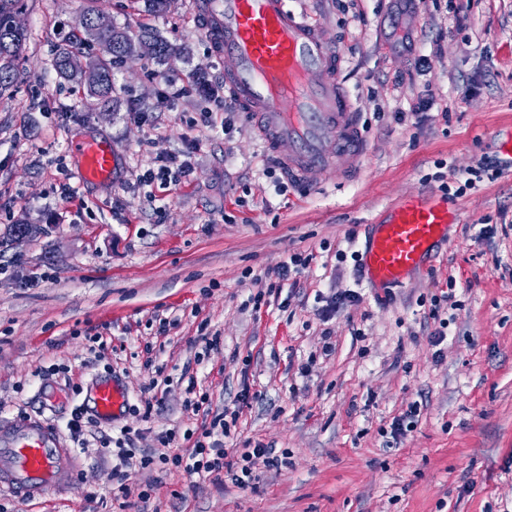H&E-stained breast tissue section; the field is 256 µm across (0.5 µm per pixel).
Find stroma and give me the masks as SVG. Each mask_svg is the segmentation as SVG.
I'll return each instance as SVG.
<instances>
[{"instance_id":"obj_1","label":"stroma","mask_w":512,"mask_h":512,"mask_svg":"<svg viewBox=\"0 0 512 512\" xmlns=\"http://www.w3.org/2000/svg\"><path fill=\"white\" fill-rule=\"evenodd\" d=\"M200 2L153 15L96 0L117 26L151 28L174 49L165 62L137 53L115 65L99 112L53 66L85 0H28L27 60L0 98V238L37 230L0 250V421L64 428L74 408L92 411L104 380L127 403L74 448L63 489L2 493L0 512H512V0H287L343 55L369 150L357 178L332 166L283 193L280 163L245 113L228 135L203 93L155 108L168 81L224 83ZM88 137L115 152L111 183L79 180L71 144ZM190 137L203 147L189 181L140 183ZM483 157L499 174L448 200L447 241L401 286H371L353 257L374 224L406 199L442 198L435 173L451 183ZM294 252L310 265L268 291ZM348 289L359 301L321 316ZM449 290L460 308L436 345L429 302ZM96 336L107 346L93 354ZM211 336L220 347L207 348ZM244 389L229 458L261 444L287 452V466H258L248 489L170 464L133 470L125 504L113 500L121 427L140 430L147 451L174 433L168 451L180 453L185 432L201 435ZM192 397L203 412L185 410ZM415 402L417 424L390 444L393 418Z\"/></svg>"}]
</instances>
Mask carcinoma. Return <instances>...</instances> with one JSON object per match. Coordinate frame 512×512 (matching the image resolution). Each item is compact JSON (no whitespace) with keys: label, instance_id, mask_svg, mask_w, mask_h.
I'll return each mask as SVG.
<instances>
[{"label":"carcinoma","instance_id":"1","mask_svg":"<svg viewBox=\"0 0 512 512\" xmlns=\"http://www.w3.org/2000/svg\"><path fill=\"white\" fill-rule=\"evenodd\" d=\"M26 8L27 0H0V95L11 90L17 80V64L23 52L26 31L13 28L12 17ZM86 14L91 19V26L85 31L86 38L101 46L100 56L93 61L98 71V82L88 86V96L95 100V106L106 107L112 101L114 91L112 70L122 60L124 51L142 41H150L154 45L155 58L163 62L173 49L147 28L133 30L115 25L110 18L98 12L94 0H88ZM84 39L72 34L59 48L54 67L61 77L78 78L79 72L70 67V58L80 53Z\"/></svg>","mask_w":512,"mask_h":512}]
</instances>
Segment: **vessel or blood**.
<instances>
[{
  "label": "vessel or blood",
  "instance_id": "b4317fda",
  "mask_svg": "<svg viewBox=\"0 0 512 512\" xmlns=\"http://www.w3.org/2000/svg\"><path fill=\"white\" fill-rule=\"evenodd\" d=\"M211 36L218 54L230 58L224 83L254 123L268 150L287 140L294 150L281 163L290 180L314 182L327 167L356 170L366 142L350 90L340 77L342 58L321 42L286 0H210ZM85 181H111L109 144L74 143ZM453 215L447 203L412 198L393 208L378 225L363 253V271L378 288H395L447 238ZM125 401L110 382L94 398L99 417L108 418ZM71 449L60 433L38 419L0 423V490L29 498L67 484L74 475Z\"/></svg>",
  "mask_w": 512,
  "mask_h": 512
}]
</instances>
